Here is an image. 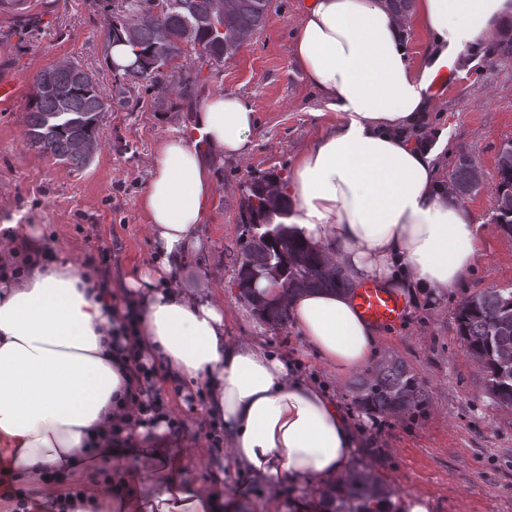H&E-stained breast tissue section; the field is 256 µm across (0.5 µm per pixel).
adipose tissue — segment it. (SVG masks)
<instances>
[{"label":"adipose tissue","mask_w":512,"mask_h":512,"mask_svg":"<svg viewBox=\"0 0 512 512\" xmlns=\"http://www.w3.org/2000/svg\"><path fill=\"white\" fill-rule=\"evenodd\" d=\"M422 26L434 67L404 50ZM512 26V0H417L402 16L385 0H312L291 54L337 120L297 157L268 224H285L322 251L347 291L267 289L286 305L326 366L345 373L378 361L382 338L354 304L366 282L438 295L465 284L478 253L474 216L438 185L433 153L398 136L429 104L435 67ZM256 114L214 93L187 134L165 139L141 200L154 258L127 283V305L93 265L48 257L33 224H1L0 507L5 512H237L223 474L192 479L170 449L165 419L141 421L130 357L163 383L201 392L198 422L222 430L240 473L278 496L286 484L335 485L358 445L350 413L290 369L285 357L224 336V303L182 288L185 262L215 193L209 158L243 157ZM135 324L136 335H120Z\"/></svg>","instance_id":"adipose-tissue-1"}]
</instances>
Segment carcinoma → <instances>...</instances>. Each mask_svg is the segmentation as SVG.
I'll list each match as a JSON object with an SVG mask.
<instances>
[{"mask_svg":"<svg viewBox=\"0 0 512 512\" xmlns=\"http://www.w3.org/2000/svg\"><path fill=\"white\" fill-rule=\"evenodd\" d=\"M212 5L213 0H174V7L156 13L154 0H121L118 11L108 18V36L111 42L128 44L134 55V60L123 68V78L158 87L177 83L190 88L191 75L173 65L180 54L189 49L205 63L223 62L240 50L235 40L238 33H253L264 26L271 0H233L222 33L209 21ZM73 68L80 65H63L35 74L26 114V137L28 145L41 154L84 167L91 156L78 151L76 144L86 141L96 147L100 145V122L106 102L95 74L85 70L77 80L71 74ZM48 81L67 86L65 102H58L45 90ZM497 173L496 224L512 235V139L500 149ZM269 183L268 177H254L246 186L244 223L254 225L262 212L280 205L269 190ZM452 183L461 196L472 193L479 185L476 167L464 153L459 155ZM242 258L237 287L243 296L260 279L293 292L349 289L348 281L328 264L326 257L293 238L288 227L277 239L252 238L244 246ZM254 309L272 329L288 326L287 307L270 305L259 296ZM456 321L469 354L483 368L489 395L496 404L511 408L512 289L492 288L467 299L459 306ZM353 392L358 406L378 414H422L429 407L428 391L414 370L398 356L376 364L367 375L359 377ZM386 502L378 484L360 472L336 488L334 512H387L373 508Z\"/></svg>","mask_w":512,"mask_h":512,"instance_id":"1","label":"carcinoma"}]
</instances>
